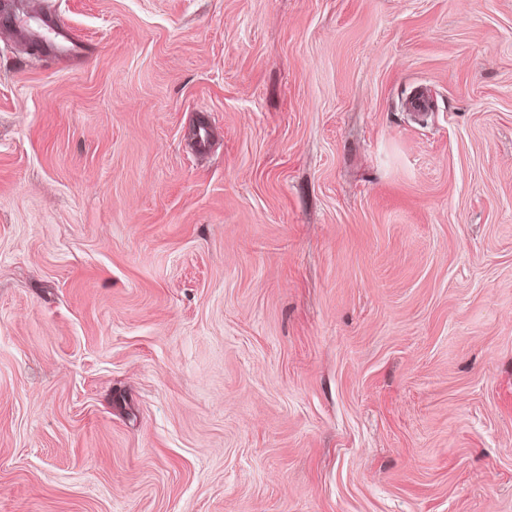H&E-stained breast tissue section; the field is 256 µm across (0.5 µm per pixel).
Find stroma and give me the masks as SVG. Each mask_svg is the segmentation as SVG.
Listing matches in <instances>:
<instances>
[{
  "instance_id": "1",
  "label": "stroma",
  "mask_w": 512,
  "mask_h": 512,
  "mask_svg": "<svg viewBox=\"0 0 512 512\" xmlns=\"http://www.w3.org/2000/svg\"><path fill=\"white\" fill-rule=\"evenodd\" d=\"M51 3L83 61L0 34V512H512V0Z\"/></svg>"
}]
</instances>
